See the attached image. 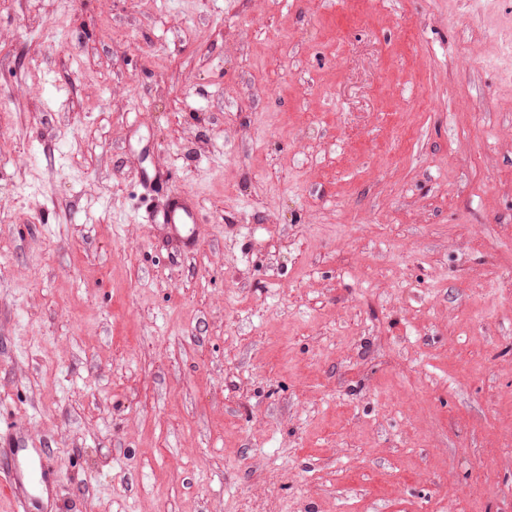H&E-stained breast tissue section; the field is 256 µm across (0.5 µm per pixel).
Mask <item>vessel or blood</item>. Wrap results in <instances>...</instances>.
<instances>
[{"label":"vessel or blood","instance_id":"b4317fda","mask_svg":"<svg viewBox=\"0 0 512 512\" xmlns=\"http://www.w3.org/2000/svg\"><path fill=\"white\" fill-rule=\"evenodd\" d=\"M159 221L189 243H196L199 211L188 194H172L159 214ZM0 456L6 460V468L0 473V492L10 498L13 512H33L38 491L51 480L42 452L21 454L11 439L0 443Z\"/></svg>","mask_w":512,"mask_h":512}]
</instances>
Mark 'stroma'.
Returning a JSON list of instances; mask_svg holds the SVG:
<instances>
[{"mask_svg":"<svg viewBox=\"0 0 512 512\" xmlns=\"http://www.w3.org/2000/svg\"><path fill=\"white\" fill-rule=\"evenodd\" d=\"M17 420L38 512H512V0H0ZM160 224L184 237L193 246L197 245V228L200 223L199 211L193 199L186 193H173L159 214Z\"/></svg>","mask_w":512,"mask_h":512,"instance_id":"1","label":"stroma"}]
</instances>
